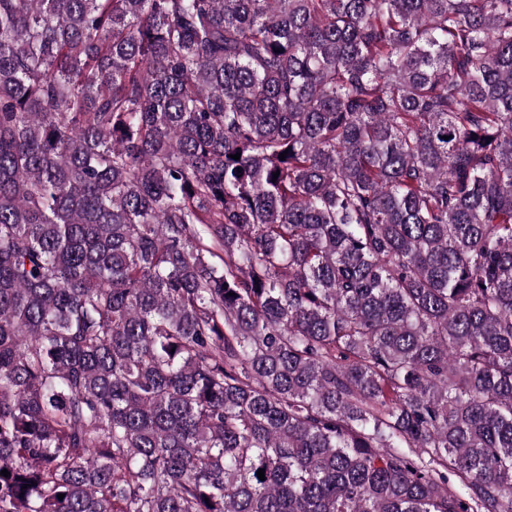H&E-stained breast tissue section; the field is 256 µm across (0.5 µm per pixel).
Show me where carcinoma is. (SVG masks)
I'll list each match as a JSON object with an SVG mask.
<instances>
[{"instance_id":"obj_1","label":"carcinoma","mask_w":512,"mask_h":512,"mask_svg":"<svg viewBox=\"0 0 512 512\" xmlns=\"http://www.w3.org/2000/svg\"><path fill=\"white\" fill-rule=\"evenodd\" d=\"M3 469L512 512V0H0Z\"/></svg>"}]
</instances>
